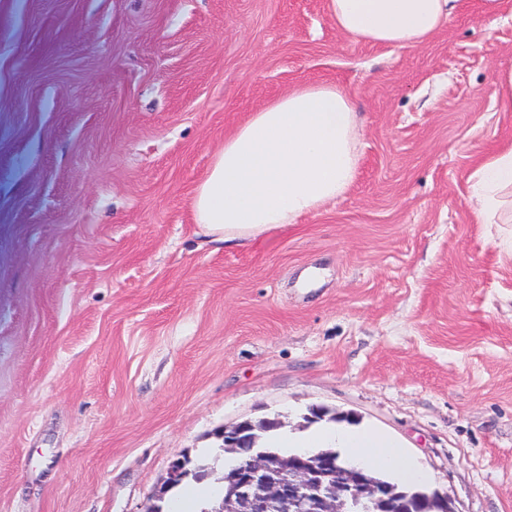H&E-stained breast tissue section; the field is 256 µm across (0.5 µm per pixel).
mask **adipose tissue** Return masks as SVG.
I'll list each match as a JSON object with an SVG mask.
<instances>
[{
	"label": "adipose tissue",
	"instance_id": "obj_1",
	"mask_svg": "<svg viewBox=\"0 0 512 512\" xmlns=\"http://www.w3.org/2000/svg\"><path fill=\"white\" fill-rule=\"evenodd\" d=\"M460 0H327L340 32L379 45L425 44L443 30ZM358 123L349 96L333 85L304 84L273 98L236 125L197 185L193 221L211 240L257 239L297 223L341 197L359 168ZM512 192V146L485 151L469 178V201L497 216ZM261 445L295 453L333 448L353 465L398 483L431 475L388 435L345 423L301 431L277 429Z\"/></svg>",
	"mask_w": 512,
	"mask_h": 512
}]
</instances>
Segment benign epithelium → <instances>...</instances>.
Returning a JSON list of instances; mask_svg holds the SVG:
<instances>
[{"label":"benign epithelium","instance_id":"obj_1","mask_svg":"<svg viewBox=\"0 0 512 512\" xmlns=\"http://www.w3.org/2000/svg\"><path fill=\"white\" fill-rule=\"evenodd\" d=\"M255 430L248 422L224 430V448H239L242 435ZM226 480L227 492L212 512H349L362 497L381 510L402 500L396 487L337 465L333 452L284 458L254 448Z\"/></svg>","mask_w":512,"mask_h":512}]
</instances>
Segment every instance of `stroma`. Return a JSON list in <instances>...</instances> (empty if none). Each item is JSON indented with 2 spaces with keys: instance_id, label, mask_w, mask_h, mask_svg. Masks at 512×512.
Masks as SVG:
<instances>
[{
  "instance_id": "35a3bbf8",
  "label": "stroma",
  "mask_w": 512,
  "mask_h": 512,
  "mask_svg": "<svg viewBox=\"0 0 512 512\" xmlns=\"http://www.w3.org/2000/svg\"><path fill=\"white\" fill-rule=\"evenodd\" d=\"M482 5L397 48L327 0H0V512H146L178 458L221 484L223 428L316 407L512 512V223L468 203L512 142V22ZM307 83L352 99L354 183L208 242L225 132Z\"/></svg>"
}]
</instances>
